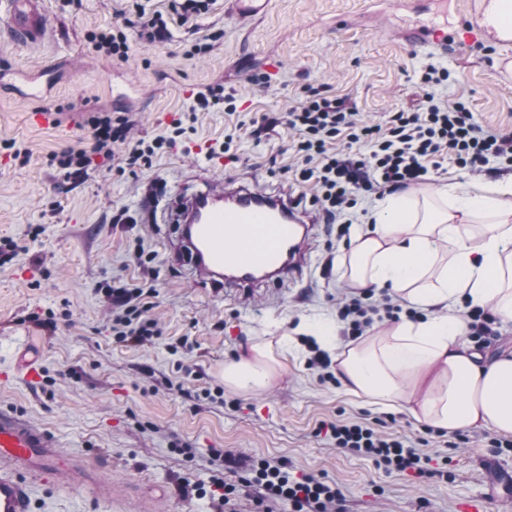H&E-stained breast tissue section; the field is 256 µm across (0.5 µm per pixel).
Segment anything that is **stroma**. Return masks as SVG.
Returning a JSON list of instances; mask_svg holds the SVG:
<instances>
[{
	"label": "stroma",
	"mask_w": 512,
	"mask_h": 512,
	"mask_svg": "<svg viewBox=\"0 0 512 512\" xmlns=\"http://www.w3.org/2000/svg\"><path fill=\"white\" fill-rule=\"evenodd\" d=\"M224 2L212 0L195 26L173 24L165 46L130 39L125 61L96 53L89 36L120 22L127 0H45L52 37L37 48L0 34V240L18 245L0 267V408L46 428L67 455L108 460L123 512H226L209 495L178 491L185 479L210 486L219 471L237 487V512H251L255 490L243 483V468L262 459L336 485L344 512H457L464 500L483 496L486 512H512V491L487 496L499 471H512V434L491 427L430 432L406 409L348 394L307 366L311 352L297 327L336 321V301L349 285L340 260L367 217L358 216L343 236L325 225L309 272L290 291L235 301L169 261L175 224L149 218L130 230L111 222L113 208L142 207L153 179L193 190L189 175L206 166L205 150L228 134L236 158L213 178L285 186L296 133L282 117L309 86L350 97L359 119L383 125L411 102L427 66L445 68L450 78L435 87L436 97L465 101L484 128L512 135V44L490 43L466 58L411 47L400 36V0H271L268 14L248 27L227 15ZM208 36L209 51L189 55L195 39ZM43 64L47 96L29 100L22 76ZM216 83L234 95L236 111L197 113L189 138L151 166L121 170L100 162L86 176L67 177L50 164L53 153L87 146L88 120L106 113L128 118L132 138L168 135L191 95ZM116 89L123 99L113 98ZM46 108L58 112V124L32 125L30 113ZM265 116L277 117V125L254 137L253 121ZM12 142L27 150L26 159L14 158ZM510 175L512 168L495 160L474 175L448 159L418 199L437 205L443 187L476 191ZM139 239L157 255L149 315L163 329L144 346L113 342L96 292L117 276L139 281L129 260ZM50 316L52 330L40 324ZM286 336L293 348L271 385L250 394L225 386V361L254 344L279 350ZM184 338L192 352L173 355L170 345ZM30 343L40 358L34 381L17 367L18 352ZM187 365L192 374L184 373ZM218 386L223 402L201 399ZM330 421L367 425L415 446L431 457L433 475L388 473L337 448L319 431ZM494 437L499 447H490ZM215 448L239 457L240 465L218 468ZM31 498L33 512H114L56 482L34 485Z\"/></svg>",
	"instance_id": "stroma-1"
}]
</instances>
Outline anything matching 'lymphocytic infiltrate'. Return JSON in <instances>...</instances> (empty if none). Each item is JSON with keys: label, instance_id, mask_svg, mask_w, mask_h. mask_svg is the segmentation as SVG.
I'll return each instance as SVG.
<instances>
[{"label": "lymphocytic infiltrate", "instance_id": "1", "mask_svg": "<svg viewBox=\"0 0 512 512\" xmlns=\"http://www.w3.org/2000/svg\"><path fill=\"white\" fill-rule=\"evenodd\" d=\"M130 12L133 19L129 29L116 27L92 37L95 52L124 60L129 35L155 46L171 38L169 16L148 11L142 0H132ZM448 77L447 69L427 67L419 85L420 105L393 112L385 129L359 120L348 99L316 91L289 110L288 124L298 133L293 145L297 157L293 179L315 184L317 192L311 203L324 223L337 225L339 233H346L357 206L366 197H380L427 181L430 163L445 157L476 175L483 173L492 158L512 166L511 135L484 129L466 102L435 98L433 87ZM89 124V148L53 154L51 161L58 168L78 174L91 165L93 157L112 160L119 155L127 164L148 166L153 157L176 147L187 133L180 118L172 121L169 135L151 140L132 139V125L122 117L95 116ZM98 291L109 310L116 342L146 345L161 336L158 321L148 315L149 299L154 294L151 284L115 277L101 282ZM401 310L392 298L376 302L367 292H346L336 304L337 315L347 322L352 339L366 335L377 321L397 319ZM326 433L338 448L371 457L385 471H411L419 476L429 472V458L372 427L331 423ZM250 482L257 490L253 503L258 508L266 499L274 498L287 502L292 512H336L342 500L336 486L310 476L293 477L279 463L258 462Z\"/></svg>", "mask_w": 512, "mask_h": 512}]
</instances>
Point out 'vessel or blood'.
I'll return each mask as SVG.
<instances>
[{"instance_id": "b4317fda", "label": "vessel or blood", "mask_w": 512, "mask_h": 512, "mask_svg": "<svg viewBox=\"0 0 512 512\" xmlns=\"http://www.w3.org/2000/svg\"><path fill=\"white\" fill-rule=\"evenodd\" d=\"M271 0H226V9L247 25L263 18ZM463 21L454 33L416 19L404 35L416 47L465 55L489 38L480 0H460ZM9 37L36 47L50 32L43 0H0ZM209 158L194 178L198 190L173 192L163 208L178 224L168 257L189 264L206 284L232 299L254 296L258 289H283L302 280L312 263V239L321 221L284 190L263 192L251 182L233 179L215 184ZM64 476L94 499H108L112 487L103 462L67 456L55 437L15 412L0 410V512H31L29 486Z\"/></svg>"}]
</instances>
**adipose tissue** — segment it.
<instances>
[{
    "mask_svg": "<svg viewBox=\"0 0 512 512\" xmlns=\"http://www.w3.org/2000/svg\"><path fill=\"white\" fill-rule=\"evenodd\" d=\"M418 194L412 187L383 198L342 264L352 287L388 290L428 318L400 319L354 346L341 345L338 325L328 321L301 330L335 350L336 376L351 394L405 408L451 434L477 426L512 434V351L482 356L457 308L491 309L512 327V177L482 193H454L425 215ZM477 215L488 222L474 245L460 226ZM251 351L224 365L225 385L244 394L273 376L267 348Z\"/></svg>",
    "mask_w": 512,
    "mask_h": 512,
    "instance_id": "1",
    "label": "adipose tissue"
}]
</instances>
